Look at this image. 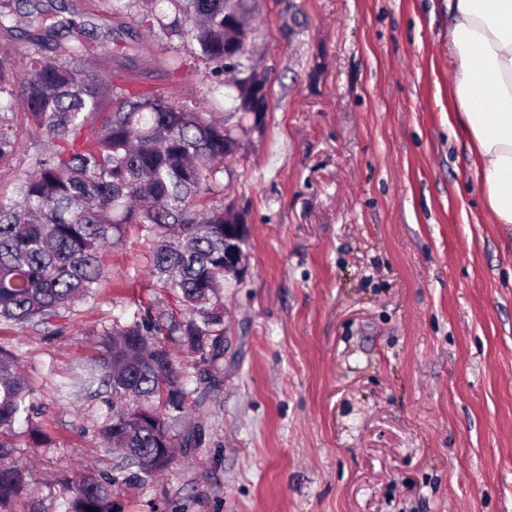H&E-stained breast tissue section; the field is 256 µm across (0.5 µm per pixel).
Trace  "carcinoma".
<instances>
[{"label":"carcinoma","mask_w":512,"mask_h":512,"mask_svg":"<svg viewBox=\"0 0 512 512\" xmlns=\"http://www.w3.org/2000/svg\"><path fill=\"white\" fill-rule=\"evenodd\" d=\"M167 2L173 19L164 21L151 5L135 14L136 23L160 40L188 39L192 53L217 76L236 72L231 84L241 117L267 112L246 57L253 30L244 14H257L258 0ZM25 17L30 39L55 27L43 10ZM68 56L57 62L38 50L21 56L0 48V98L14 96L22 84L26 119L47 137L14 196L0 202V320L47 328L66 318L106 276L102 251L126 225L136 224L153 238V272L189 313L169 332L202 353L214 384L224 359V208L207 206L204 195L239 138L224 136V124L202 107L187 109L168 97L118 86L106 70L86 64L81 41ZM106 101L104 121L89 128ZM19 141L13 118L1 112L0 166L14 158ZM163 331L149 315L112 326L99 358L71 384L77 393L94 387L112 394L96 435L105 448L122 452V469L142 483L172 465L173 448L195 441L175 432L189 392L159 339ZM30 393L17 356L0 347V512H12L27 494V471L1 433L27 413ZM111 482L92 474L63 481L65 512H115Z\"/></svg>","instance_id":"obj_1"}]
</instances>
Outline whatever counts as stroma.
Masks as SVG:
<instances>
[{
    "label": "stroma",
    "instance_id": "35a3bbf8",
    "mask_svg": "<svg viewBox=\"0 0 512 512\" xmlns=\"http://www.w3.org/2000/svg\"><path fill=\"white\" fill-rule=\"evenodd\" d=\"M124 3L40 0L56 24L44 55L63 58L80 26L115 81L237 123L210 65ZM253 29L269 108L206 195L248 226V271L221 293L220 383L164 339L190 392L177 430L199 440L153 481L121 479L95 435L105 396L66 391L113 322L185 317L131 226L60 329L0 321L48 438L14 428L18 512H63L55 477L87 467L116 476L120 512H512V225L492 223L448 127V0H263ZM15 120L0 198L45 142Z\"/></svg>",
    "mask_w": 512,
    "mask_h": 512
}]
</instances>
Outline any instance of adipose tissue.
I'll return each instance as SVG.
<instances>
[{"label":"adipose tissue","mask_w":512,"mask_h":512,"mask_svg":"<svg viewBox=\"0 0 512 512\" xmlns=\"http://www.w3.org/2000/svg\"><path fill=\"white\" fill-rule=\"evenodd\" d=\"M453 111L494 223L512 224V0H448Z\"/></svg>","instance_id":"adipose-tissue-1"}]
</instances>
